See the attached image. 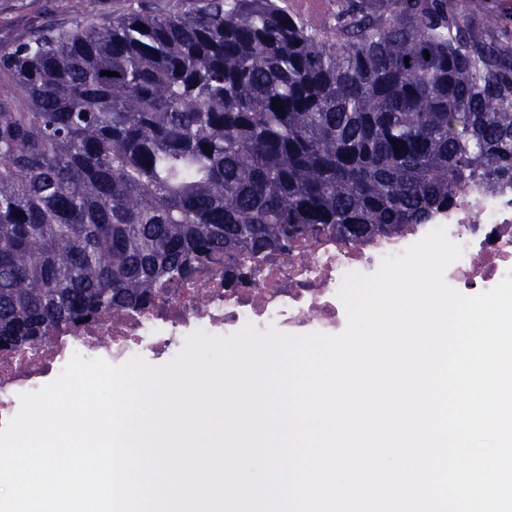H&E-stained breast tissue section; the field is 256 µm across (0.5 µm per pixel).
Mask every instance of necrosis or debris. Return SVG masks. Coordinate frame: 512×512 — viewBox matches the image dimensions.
I'll list each match as a JSON object with an SVG mask.
<instances>
[{
	"mask_svg": "<svg viewBox=\"0 0 512 512\" xmlns=\"http://www.w3.org/2000/svg\"><path fill=\"white\" fill-rule=\"evenodd\" d=\"M439 226L463 249L445 272L457 291L475 295L512 273V182L477 178L427 223L359 241L323 235L299 244L286 260L276 253L259 263L244 254L225 257L144 309L87 319L28 350L0 352V425L17 413L20 394L56 379L76 354L116 365L135 357L166 363L194 331L227 336L248 323L289 336L340 333L347 323L339 297L346 275L373 274L383 257L402 253ZM229 268L236 273L230 283L224 280Z\"/></svg>",
	"mask_w": 512,
	"mask_h": 512,
	"instance_id": "necrosis-or-debris-1",
	"label": "necrosis or debris"
}]
</instances>
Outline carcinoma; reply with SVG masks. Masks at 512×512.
Returning a JSON list of instances; mask_svg holds the SVG:
<instances>
[{
	"mask_svg": "<svg viewBox=\"0 0 512 512\" xmlns=\"http://www.w3.org/2000/svg\"><path fill=\"white\" fill-rule=\"evenodd\" d=\"M476 177L512 182V15L488 0L49 21L0 45V350L225 255L424 224Z\"/></svg>",
	"mask_w": 512,
	"mask_h": 512,
	"instance_id": "obj_1",
	"label": "carcinoma"
}]
</instances>
